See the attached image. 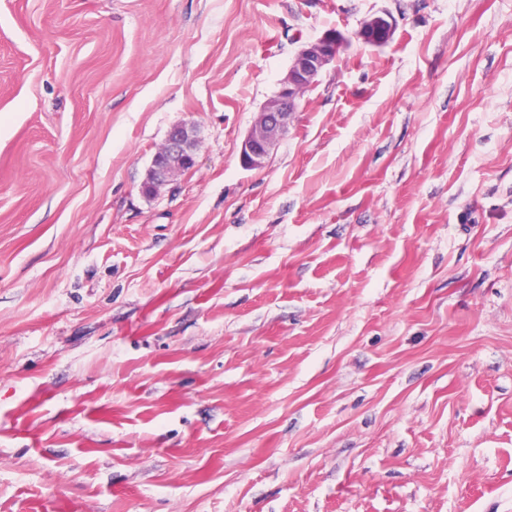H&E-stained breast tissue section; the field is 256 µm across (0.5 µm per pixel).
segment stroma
Here are the masks:
<instances>
[{
	"instance_id": "1",
	"label": "stroma",
	"mask_w": 512,
	"mask_h": 512,
	"mask_svg": "<svg viewBox=\"0 0 512 512\" xmlns=\"http://www.w3.org/2000/svg\"><path fill=\"white\" fill-rule=\"evenodd\" d=\"M0 512H512V0H0ZM394 29L393 21L387 14L372 15L363 21L355 37L364 44L381 46L390 40ZM346 42L343 33L328 31L313 44L297 51L287 74L280 80L279 90L268 100L242 143V167L257 169L263 166L277 138L288 130L304 94ZM196 139L192 128L173 126L163 146L154 154L146 177L141 184L143 195L150 197L172 181L195 167Z\"/></svg>"
}]
</instances>
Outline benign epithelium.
Returning <instances> with one entry per match:
<instances>
[{
	"label": "benign epithelium",
	"instance_id": "7a95c632",
	"mask_svg": "<svg viewBox=\"0 0 512 512\" xmlns=\"http://www.w3.org/2000/svg\"><path fill=\"white\" fill-rule=\"evenodd\" d=\"M393 31L394 24L388 15H372L363 21L355 37L367 45L381 46L390 40ZM346 42L343 33L328 31L316 42L297 51L287 74L280 80L279 90L268 100L242 143V167L257 169L263 166L277 138L288 130L304 94ZM195 150L193 129L183 124L172 127L163 146L152 158L141 184L142 194L153 196L174 177L192 170L196 164Z\"/></svg>",
	"mask_w": 512,
	"mask_h": 512
}]
</instances>
